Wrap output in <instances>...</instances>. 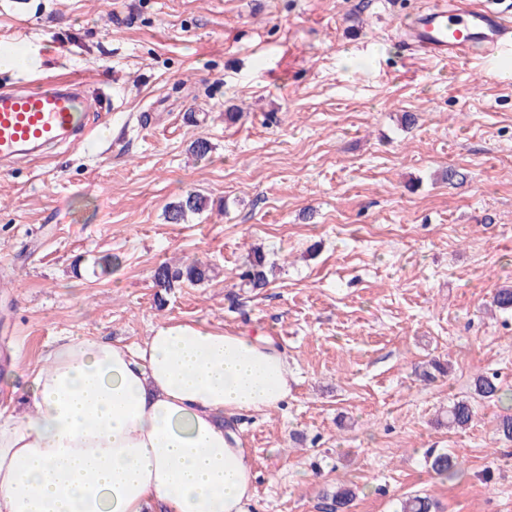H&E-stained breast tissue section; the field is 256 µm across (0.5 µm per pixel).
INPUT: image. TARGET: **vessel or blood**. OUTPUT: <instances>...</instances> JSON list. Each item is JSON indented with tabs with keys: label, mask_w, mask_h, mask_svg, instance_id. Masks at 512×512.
I'll use <instances>...</instances> for the list:
<instances>
[{
	"label": "vessel or blood",
	"mask_w": 512,
	"mask_h": 512,
	"mask_svg": "<svg viewBox=\"0 0 512 512\" xmlns=\"http://www.w3.org/2000/svg\"><path fill=\"white\" fill-rule=\"evenodd\" d=\"M410 46L451 61L512 55V0H434L406 28ZM92 103L80 84L48 83L35 91L0 92V161L57 143L82 144Z\"/></svg>",
	"instance_id": "b4317fda"
}]
</instances>
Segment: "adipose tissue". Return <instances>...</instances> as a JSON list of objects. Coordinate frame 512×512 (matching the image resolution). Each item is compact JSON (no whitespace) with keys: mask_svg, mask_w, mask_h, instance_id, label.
Wrapping results in <instances>:
<instances>
[{"mask_svg":"<svg viewBox=\"0 0 512 512\" xmlns=\"http://www.w3.org/2000/svg\"><path fill=\"white\" fill-rule=\"evenodd\" d=\"M269 340L164 323L134 346L66 336L0 413V512H249L252 460L224 417L279 408Z\"/></svg>","mask_w":512,"mask_h":512,"instance_id":"1","label":"adipose tissue"}]
</instances>
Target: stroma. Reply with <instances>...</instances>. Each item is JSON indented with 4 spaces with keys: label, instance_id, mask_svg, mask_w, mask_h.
<instances>
[{
    "label": "stroma",
    "instance_id": "stroma-1",
    "mask_svg": "<svg viewBox=\"0 0 512 512\" xmlns=\"http://www.w3.org/2000/svg\"><path fill=\"white\" fill-rule=\"evenodd\" d=\"M427 3L29 0L21 31L0 8V39L33 58L0 91L77 80L103 116L84 145L0 170V411L25 413L11 390L61 337L204 322L272 338L293 378L281 408L233 416L255 512H326L340 484L348 512L416 493L512 512V403L474 391L494 374L512 394V312L487 308L512 285V65L409 50L399 28ZM189 191L206 209L167 223ZM255 246L276 265L260 291L240 280ZM106 254L119 265L95 272ZM194 259L212 279L158 305L153 268ZM433 360L450 374L422 380ZM459 400L475 416L454 431ZM473 408L465 400L457 401L448 408V428L465 429L472 421ZM427 460L430 469L446 479L454 478L461 472L460 463L448 453H429Z\"/></svg>",
    "mask_w": 512,
    "mask_h": 512
}]
</instances>
